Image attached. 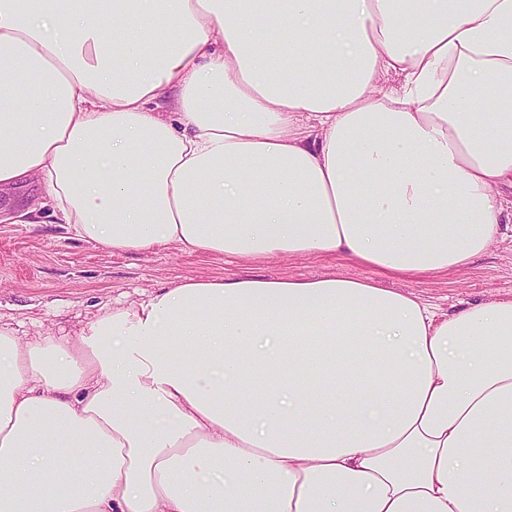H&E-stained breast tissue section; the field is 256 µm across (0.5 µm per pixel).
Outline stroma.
<instances>
[{"mask_svg":"<svg viewBox=\"0 0 512 512\" xmlns=\"http://www.w3.org/2000/svg\"><path fill=\"white\" fill-rule=\"evenodd\" d=\"M44 191L31 182L14 189L18 207H32L25 224L0 223V326L22 341L51 334L74 337L96 316L139 300L182 279L224 275L309 279L328 273L346 278L369 276L370 270L330 257H297L261 265L246 260L186 254L172 245L148 252L115 253L98 244L66 238L51 208L36 209ZM0 194V204L4 203ZM386 288L411 293L438 315L512 295V242H495L474 266L448 277L395 278Z\"/></svg>","mask_w":512,"mask_h":512,"instance_id":"stroma-1","label":"stroma"}]
</instances>
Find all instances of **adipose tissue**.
<instances>
[{
  "label": "adipose tissue",
  "instance_id": "adipose-tissue-1",
  "mask_svg": "<svg viewBox=\"0 0 512 512\" xmlns=\"http://www.w3.org/2000/svg\"><path fill=\"white\" fill-rule=\"evenodd\" d=\"M31 180L115 252L374 275L0 327V512H512V296L380 283L512 238V0H0V191Z\"/></svg>",
  "mask_w": 512,
  "mask_h": 512
}]
</instances>
